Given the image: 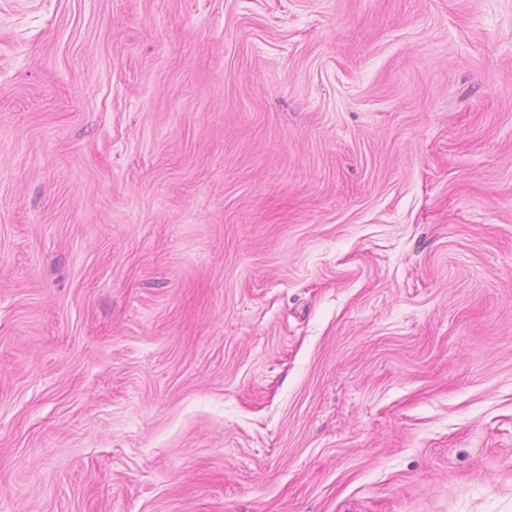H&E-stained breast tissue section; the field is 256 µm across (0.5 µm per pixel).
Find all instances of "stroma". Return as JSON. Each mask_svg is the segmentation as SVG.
<instances>
[{"label":"stroma","instance_id":"stroma-1","mask_svg":"<svg viewBox=\"0 0 512 512\" xmlns=\"http://www.w3.org/2000/svg\"><path fill=\"white\" fill-rule=\"evenodd\" d=\"M0 512H512V0H0Z\"/></svg>","mask_w":512,"mask_h":512}]
</instances>
